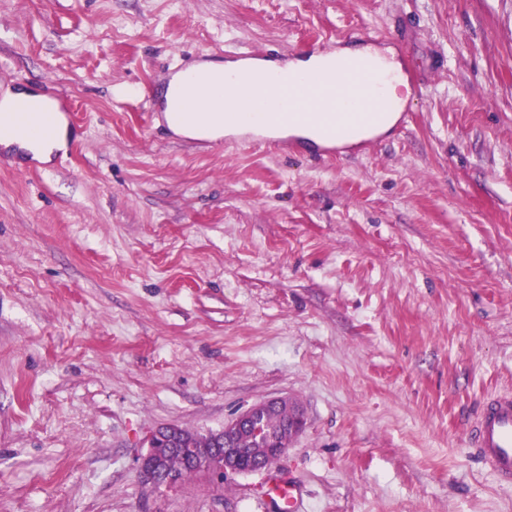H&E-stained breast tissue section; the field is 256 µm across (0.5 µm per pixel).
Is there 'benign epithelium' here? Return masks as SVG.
Segmentation results:
<instances>
[{"label": "benign epithelium", "mask_w": 512, "mask_h": 512, "mask_svg": "<svg viewBox=\"0 0 512 512\" xmlns=\"http://www.w3.org/2000/svg\"><path fill=\"white\" fill-rule=\"evenodd\" d=\"M288 409V427L274 435L259 429L262 415L273 409ZM306 424L303 407L288 397L259 401L224 423L219 431L204 435L206 445H194L187 429L167 426L155 431L149 439V450L141 459L140 474L155 487L180 483L177 473L168 467V460L177 456L199 473L220 481L242 474L269 469L282 457ZM250 433L255 445L239 448V438Z\"/></svg>", "instance_id": "7a95c632"}]
</instances>
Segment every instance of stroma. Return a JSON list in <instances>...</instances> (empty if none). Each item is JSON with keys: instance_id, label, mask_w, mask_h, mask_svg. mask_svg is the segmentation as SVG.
I'll use <instances>...</instances> for the list:
<instances>
[{"instance_id": "obj_1", "label": "stroma", "mask_w": 512, "mask_h": 512, "mask_svg": "<svg viewBox=\"0 0 512 512\" xmlns=\"http://www.w3.org/2000/svg\"><path fill=\"white\" fill-rule=\"evenodd\" d=\"M391 48L410 115L337 158L149 117L207 53ZM70 103L0 151V512H512L470 426L512 394V0H0V91ZM299 401L269 470L139 477L155 429ZM26 103L34 108H51L54 111V122L49 134L37 129L27 133L14 130L5 121L7 111L18 104ZM0 147L3 150L15 151L27 160L47 165L52 162L53 156L68 149L72 139V132L64 112H59L56 100L44 95L28 91L2 92L0 97Z\"/></svg>"}]
</instances>
